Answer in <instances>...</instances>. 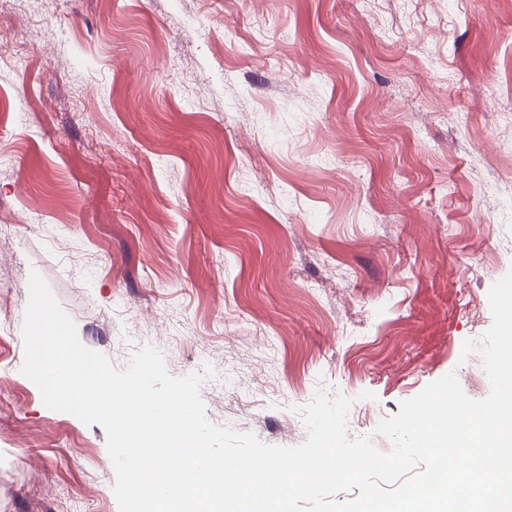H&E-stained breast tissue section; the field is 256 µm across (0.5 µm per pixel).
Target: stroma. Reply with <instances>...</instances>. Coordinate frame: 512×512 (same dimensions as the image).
Returning a JSON list of instances; mask_svg holds the SVG:
<instances>
[{
  "mask_svg": "<svg viewBox=\"0 0 512 512\" xmlns=\"http://www.w3.org/2000/svg\"><path fill=\"white\" fill-rule=\"evenodd\" d=\"M511 144L512 0H0V512H119L104 429L22 373L34 271L270 445L320 391L379 449L447 373L486 397Z\"/></svg>",
  "mask_w": 512,
  "mask_h": 512,
  "instance_id": "stroma-1",
  "label": "stroma"
}]
</instances>
